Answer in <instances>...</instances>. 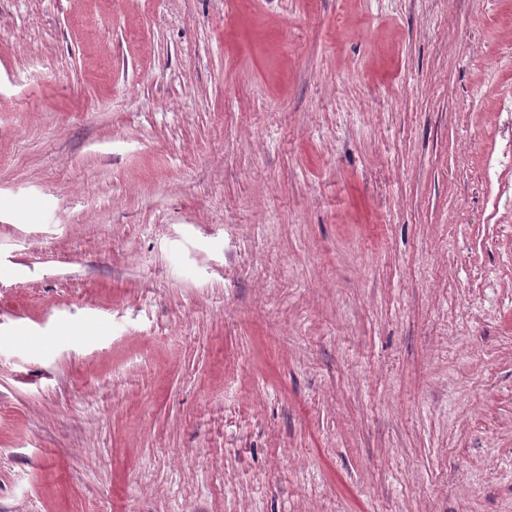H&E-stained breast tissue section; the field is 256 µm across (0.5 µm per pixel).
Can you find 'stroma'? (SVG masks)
Listing matches in <instances>:
<instances>
[{"instance_id":"stroma-1","label":"stroma","mask_w":512,"mask_h":512,"mask_svg":"<svg viewBox=\"0 0 512 512\" xmlns=\"http://www.w3.org/2000/svg\"><path fill=\"white\" fill-rule=\"evenodd\" d=\"M0 512H512V0H0Z\"/></svg>"}]
</instances>
